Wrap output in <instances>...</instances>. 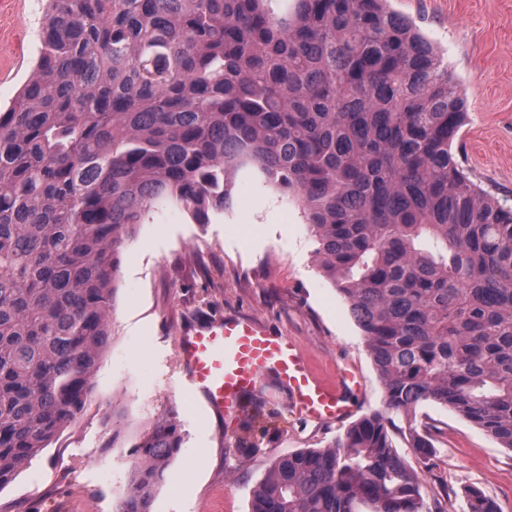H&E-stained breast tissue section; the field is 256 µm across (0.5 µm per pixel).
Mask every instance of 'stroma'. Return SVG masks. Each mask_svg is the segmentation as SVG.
Masks as SVG:
<instances>
[{
	"label": "stroma",
	"instance_id": "35a3bbf8",
	"mask_svg": "<svg viewBox=\"0 0 512 512\" xmlns=\"http://www.w3.org/2000/svg\"><path fill=\"white\" fill-rule=\"evenodd\" d=\"M46 0H0V104L33 73ZM445 55L466 101L453 145L457 160L501 204L512 206V0H392ZM233 201L210 223L171 206L152 210L120 255L110 348L92 378L89 405L8 487L0 512H113L127 487L132 448L143 427L167 413L182 425L180 453L164 473L151 512H250L251 490L269 462L323 448L343 433L302 418L276 376L253 404L273 418L258 452L241 449V418L212 416L182 383L177 336L192 321L252 315L293 338L326 380L358 373L360 411L378 407L381 385L347 304L320 273L300 209L257 171H234ZM436 437L417 471L426 503L474 486L512 512V453L448 408H421Z\"/></svg>",
	"mask_w": 512,
	"mask_h": 512
}]
</instances>
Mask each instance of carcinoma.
Returning a JSON list of instances; mask_svg holds the SVG:
<instances>
[{
	"label": "carcinoma",
	"instance_id": "cac0c4a2",
	"mask_svg": "<svg viewBox=\"0 0 512 512\" xmlns=\"http://www.w3.org/2000/svg\"><path fill=\"white\" fill-rule=\"evenodd\" d=\"M48 0L33 76L0 110V490L90 400L120 255L158 204L208 224L231 170L303 210L382 385L327 448L277 457L251 512H447L425 403L512 453V208L456 159L443 54L390 0ZM183 444L139 434L114 512H150ZM465 512H499L476 487Z\"/></svg>",
	"mask_w": 512,
	"mask_h": 512
}]
</instances>
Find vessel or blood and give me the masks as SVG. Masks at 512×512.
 I'll list each match as a JSON object with an SVG mask.
<instances>
[{
  "label": "vessel or blood",
  "mask_w": 512,
  "mask_h": 512,
  "mask_svg": "<svg viewBox=\"0 0 512 512\" xmlns=\"http://www.w3.org/2000/svg\"><path fill=\"white\" fill-rule=\"evenodd\" d=\"M177 348L185 386L202 396L215 414L234 413L241 396L268 372L288 388L301 415L339 423L353 411L344 394L357 390L355 374L343 373L333 384L318 379L295 342L274 335L255 319L229 317L192 324L178 336Z\"/></svg>",
  "instance_id": "1"
}]
</instances>
